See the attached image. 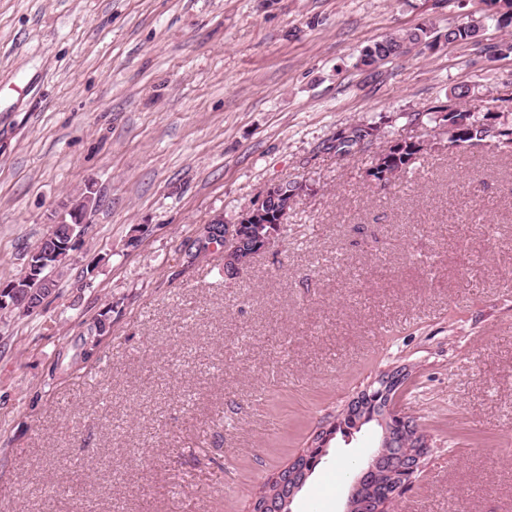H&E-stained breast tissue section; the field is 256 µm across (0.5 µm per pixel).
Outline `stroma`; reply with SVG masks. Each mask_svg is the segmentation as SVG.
<instances>
[{
  "label": "stroma",
  "mask_w": 512,
  "mask_h": 512,
  "mask_svg": "<svg viewBox=\"0 0 512 512\" xmlns=\"http://www.w3.org/2000/svg\"><path fill=\"white\" fill-rule=\"evenodd\" d=\"M478 0H0V282L86 185L97 203L40 312L0 313V512H251L380 372L431 437L398 512H512V155L409 112L502 99L512 26L391 60L361 49ZM428 141L380 189L336 129ZM306 180L233 276L192 256L268 184ZM110 329L90 359L100 315ZM376 435L336 436L291 512H343ZM322 149L328 153L336 155L337 158L342 160L354 159L358 156L364 155L370 152L369 149L359 147L358 140L339 142L336 144V139L331 136L324 140L322 143Z\"/></svg>",
  "instance_id": "obj_1"
}]
</instances>
